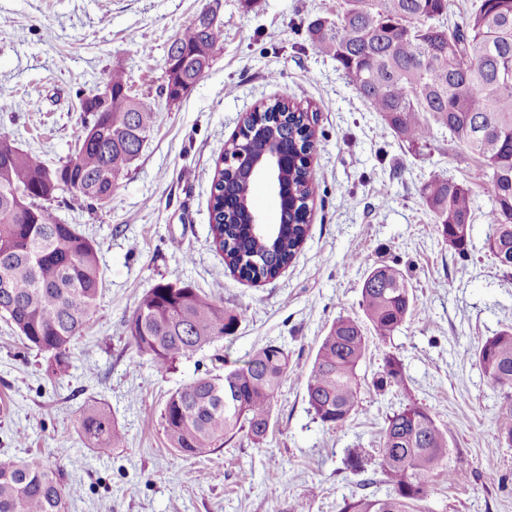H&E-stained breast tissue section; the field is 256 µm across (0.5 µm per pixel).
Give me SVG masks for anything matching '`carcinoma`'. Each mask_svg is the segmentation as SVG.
Listing matches in <instances>:
<instances>
[{"label": "carcinoma", "mask_w": 512, "mask_h": 512, "mask_svg": "<svg viewBox=\"0 0 512 512\" xmlns=\"http://www.w3.org/2000/svg\"><path fill=\"white\" fill-rule=\"evenodd\" d=\"M452 0H342L336 20L311 21L307 36L344 71L356 92L378 112L397 139L427 143L425 115L448 131L450 142L480 161L488 188L486 247L512 268V0H477L462 22L451 21ZM223 31L200 28L192 17L175 37L179 56L166 62L162 94L177 104L209 69ZM109 106L94 111L96 94L81 99L86 114L74 153L51 166L40 155L0 135V316L22 342L44 359L54 379L71 367V347L96 309L103 287L99 249L73 224L62 223L43 202L71 193L99 204L122 185L155 123V112L132 94L120 71L106 75ZM314 118L285 100L247 116L224 152L263 153L278 141L288 148L287 181L279 207L283 222L262 238L244 223L252 210L253 183L242 162L216 170L211 188L212 246L240 278H276L301 249L312 194L307 149ZM423 205L442 244L468 254L474 198L464 184L434 176L421 188ZM414 296L402 270L371 269L361 286V307L384 345L411 313ZM241 314L224 309L183 280L150 288L125 320L136 354L167 372L204 347L232 339ZM368 338L362 323L340 317L317 348L305 391L315 416L328 427L343 425L358 404V368ZM476 363L501 391L512 390V326L478 343ZM288 350L267 344L217 375L198 374L171 393L161 411L169 445L199 458L242 435L266 443L275 399L288 375ZM376 385L404 388L402 361L387 354ZM499 437L512 446V406L496 419ZM84 441L108 453L121 440L110 414L95 410L81 423ZM381 473L393 493L343 501L341 512H420L430 476L448 458V431L429 410L409 402L385 416L380 434ZM70 488L60 471L14 458L0 459V512H66Z\"/></svg>", "instance_id": "carcinoma-1"}]
</instances>
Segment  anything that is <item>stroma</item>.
Segmentation results:
<instances>
[{
	"label": "stroma",
	"mask_w": 512,
	"mask_h": 512,
	"mask_svg": "<svg viewBox=\"0 0 512 512\" xmlns=\"http://www.w3.org/2000/svg\"><path fill=\"white\" fill-rule=\"evenodd\" d=\"M339 0H222L223 43L209 69L170 106L159 90L167 51L210 0H0V90L14 102L0 133L48 164L82 135L80 96L120 69L157 114L116 196L95 209L69 193L48 206L99 248L103 288L71 369L47 378L43 359L0 319V455L60 469L76 492L67 512H340L345 497H386L379 469L386 414L416 402L447 427L448 461L432 475L423 512H512V446L495 420L506 403L471 355L512 325V275L485 248L475 218L467 257L441 245L420 196L432 176L454 177L477 202L487 187L477 159L434 130L423 146L399 141L337 64L306 37ZM286 98L312 111L316 144L306 240L273 280H239L209 244L217 162L246 113ZM398 266L414 307L385 349L359 368L356 411L323 425L305 397L318 344L338 317H362L361 283L374 266ZM191 281L243 318L220 341L157 374L124 329L161 281ZM283 345L290 372L262 447L235 437L206 457L175 455L161 424L169 394L198 371L223 373L217 355L243 358ZM400 358L406 387L378 389L384 354ZM107 408L122 445L102 457L81 439L90 408ZM361 455L364 470L344 461Z\"/></svg>",
	"instance_id": "obj_1"
}]
</instances>
